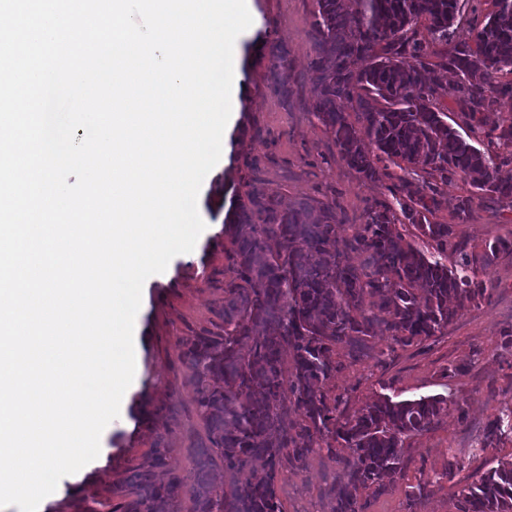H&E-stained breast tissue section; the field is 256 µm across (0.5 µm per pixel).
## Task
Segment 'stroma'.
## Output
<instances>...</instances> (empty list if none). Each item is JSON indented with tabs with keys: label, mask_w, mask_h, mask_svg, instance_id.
<instances>
[{
	"label": "stroma",
	"mask_w": 512,
	"mask_h": 512,
	"mask_svg": "<svg viewBox=\"0 0 512 512\" xmlns=\"http://www.w3.org/2000/svg\"><path fill=\"white\" fill-rule=\"evenodd\" d=\"M252 6L253 23L235 58L242 91L223 135L224 152L198 196L206 228L192 252L174 257L165 272L146 280L134 328L141 340L140 372L127 405L104 429L100 454L85 472L80 491L69 492L71 479L63 477L46 512H123L131 476L158 448L165 455L159 480L191 478L195 450L206 442L208 431L181 342L224 330L225 290L234 279V246L224 231V216L232 200L245 198L254 184L286 207L333 201L341 219L337 232L348 238L361 224L367 204L393 199L394 180H359L312 113L314 0H252ZM275 46L288 58L287 69L277 76L270 71ZM279 81L287 93L276 90ZM470 191L462 180L443 187L441 205L430 220L453 225L456 241L479 255L491 238L512 239V210L478 200L468 221L458 222L456 204ZM485 278L493 285L489 297L466 306L444 336L425 348L387 353L390 339L380 331L370 341L369 355L353 357L345 346L334 352L342 369L324 390L331 397L347 394L349 413L378 394L395 400L442 394L467 410L466 420L448 414L406 441L403 478L371 497L367 512H455V495L475 472L512 458L510 441L476 449L486 427L512 406V350L499 347L502 331L512 326V254L492 257ZM447 367L452 376H444ZM452 455L461 467L450 476L446 470ZM343 481L338 458L324 452L309 454L302 468L284 466L276 482L282 512H332V489ZM423 481L426 494L411 499Z\"/></svg>",
	"instance_id": "1"
}]
</instances>
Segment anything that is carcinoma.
<instances>
[{"label":"carcinoma","mask_w":512,"mask_h":512,"mask_svg":"<svg viewBox=\"0 0 512 512\" xmlns=\"http://www.w3.org/2000/svg\"><path fill=\"white\" fill-rule=\"evenodd\" d=\"M315 0L311 62L313 112L338 156L363 181L390 177L420 187L366 209L360 231L338 236L336 203H301L283 209L257 186L224 219L234 245L236 281L227 288L224 334L183 342L184 361L198 384L197 405L208 444L197 448L193 473L195 512H282L275 483L283 464L299 467L313 446L339 458L346 481L335 492L333 512H365L367 499L404 472L405 441L433 428L463 406L434 395L396 401L379 395L356 415L339 394L323 390L339 365L334 348L358 357L376 330L390 337L389 351L423 346L441 336L467 303L488 294L483 269L454 241L451 224L428 215L441 203V187L469 180L460 200L465 220L474 199L512 207V0L476 23L475 46L452 40L458 0ZM437 56L439 62L428 61ZM367 62L363 69L355 68ZM452 71L461 134L448 124L435 72ZM345 99L351 111L337 101ZM500 120L486 127L483 113ZM435 244L427 255L400 227ZM351 252L366 255L360 267ZM453 259H448V256ZM251 342L242 351L244 342ZM292 360H286V355ZM512 438V408L484 430L480 444ZM224 463V488L216 491L215 456ZM264 462L263 475L253 461ZM163 462L133 476L126 512H157L174 502L183 482L157 480ZM456 512H512V459L474 476L456 495Z\"/></svg>","instance_id":"carcinoma-1"}]
</instances>
